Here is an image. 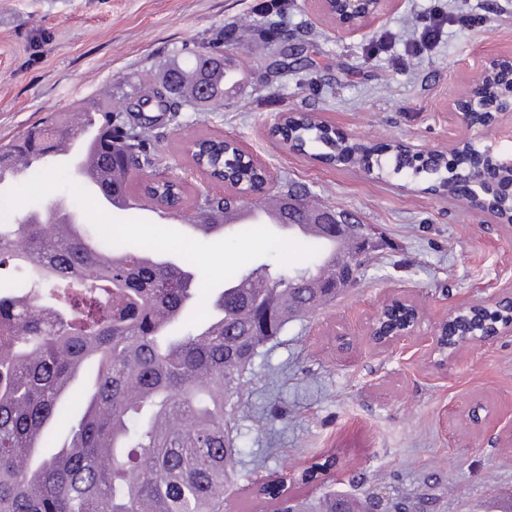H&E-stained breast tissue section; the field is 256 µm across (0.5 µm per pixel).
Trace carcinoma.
<instances>
[{
	"instance_id": "obj_1",
	"label": "carcinoma",
	"mask_w": 512,
	"mask_h": 512,
	"mask_svg": "<svg viewBox=\"0 0 512 512\" xmlns=\"http://www.w3.org/2000/svg\"><path fill=\"white\" fill-rule=\"evenodd\" d=\"M172 63L166 79L178 99L157 88L132 107L162 114L198 104L183 82L200 70ZM224 72H205L211 105L224 106ZM99 122L96 149L110 170L123 176L112 192L141 199L130 185L131 167L157 164L146 141L153 119L133 123L123 113L89 112ZM281 135L328 162L351 161L355 148L297 113ZM74 137L70 121L48 117L0 145V172L19 155L43 159ZM205 163L249 185L255 170L219 141L202 140ZM472 165L465 154L453 167L418 169L408 156L394 157L393 173L426 174L437 182ZM226 201L204 196L194 204L200 219L225 211ZM57 224L37 212L25 223H0V268L18 271L15 291L0 293V512H224V485L236 478L240 449L228 423L239 409L243 374L268 342L289 323L313 316L336 292L310 288L312 281H356L364 261L351 248L342 262H328L329 235L306 237L311 259L296 267L264 263L229 274L228 288L209 297L216 324L167 336L195 297L190 273L160 260L143 262L148 249L87 231L57 235ZM91 392L77 418H69L67 393L83 371ZM65 428L59 441L54 426ZM259 495L288 512H366L357 500L327 494L291 504L287 486H264Z\"/></svg>"
}]
</instances>
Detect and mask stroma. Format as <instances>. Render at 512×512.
I'll use <instances>...</instances> for the list:
<instances>
[{
  "label": "stroma",
  "mask_w": 512,
  "mask_h": 512,
  "mask_svg": "<svg viewBox=\"0 0 512 512\" xmlns=\"http://www.w3.org/2000/svg\"><path fill=\"white\" fill-rule=\"evenodd\" d=\"M448 23L439 43L413 52L435 4ZM368 35H340L302 0H0V144L50 112L79 106L117 112L137 92L159 86L168 64L218 51L242 53L235 93L222 110L187 107L157 123L149 145L163 171L185 178L188 198L205 186L184 143L206 135L237 138L319 203L349 212L380 240L357 282L313 317L291 323L264 347L244 377L233 434L239 478L224 489V512H241L269 476L297 477L317 459L335 469L291 494L336 493L355 499L397 489L428 494L427 512H497L512 491V444L496 425L512 421V336L459 352L439 364L428 330L451 307L512 281V227L428 189L429 182L366 175L282 148L269 127L281 112H306L367 144L406 140L447 149L456 131L448 100L479 74L490 54L512 53V0H398ZM306 46L307 64L279 73L262 43ZM33 201L64 200L85 225L108 224L134 248L157 244L162 259L193 260L209 293L227 274L286 257L308 263L281 232L253 225L208 235L150 202L116 210L88 194L59 162L44 174ZM405 289L424 313V333L373 352L363 330L378 302ZM350 333L353 349L336 353ZM483 405L475 426L468 413ZM252 503V502H251Z\"/></svg>",
  "instance_id": "obj_1"
}]
</instances>
